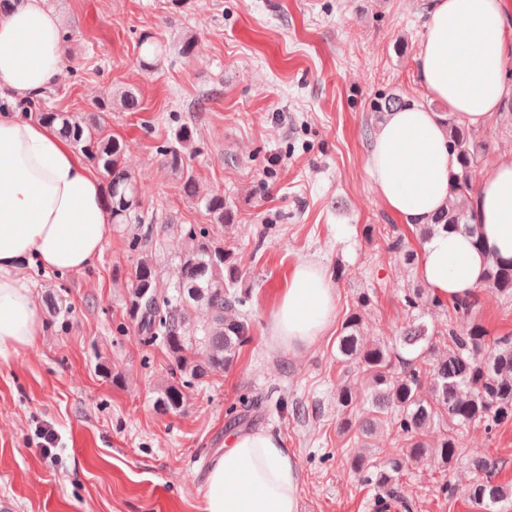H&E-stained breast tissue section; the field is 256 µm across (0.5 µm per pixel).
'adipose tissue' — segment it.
Masks as SVG:
<instances>
[{"mask_svg": "<svg viewBox=\"0 0 512 512\" xmlns=\"http://www.w3.org/2000/svg\"><path fill=\"white\" fill-rule=\"evenodd\" d=\"M58 19L41 0L0 14V97L28 99L63 77ZM419 79L461 123L484 126L512 95V9L506 0H431ZM373 189L402 223H428L454 197L457 157L439 113L410 104L387 113L366 158ZM476 234L448 228L419 255V275L442 301L475 292L492 258L512 259V159L486 167L470 203ZM112 225L92 168L49 126L0 112V351L31 345L41 318L23 264L70 273L100 258ZM325 269L299 265L279 298L272 338L292 351L336 319ZM302 472L280 436L229 438L207 477L204 512H301Z\"/></svg>", "mask_w": 512, "mask_h": 512, "instance_id": "adipose-tissue-1", "label": "adipose tissue"}]
</instances>
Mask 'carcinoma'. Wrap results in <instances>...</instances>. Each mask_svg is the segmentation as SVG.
Here are the masks:
<instances>
[{"mask_svg": "<svg viewBox=\"0 0 512 512\" xmlns=\"http://www.w3.org/2000/svg\"><path fill=\"white\" fill-rule=\"evenodd\" d=\"M139 47L140 64L146 68L154 67L165 53L150 33L140 37ZM107 111L109 107L101 104L99 112L85 118L49 110H41L37 116L48 125L59 126L100 171L106 181V201L113 224L152 225L155 218L142 210V189L125 166L123 143L107 130ZM445 124L459 166L456 194L449 206L420 227L424 238L450 226L475 231L470 224L467 201L473 192L471 172L479 162L482 146L470 128L448 119ZM190 137L188 130L181 129L174 141L160 149V155L165 165L179 176L184 196L203 205L216 224L226 227L233 220V213L224 205V195L202 192L187 164ZM183 231L189 238L198 239V246L181 259L174 290L161 287L156 266L145 255L135 268L128 309L139 332L150 342L165 347L173 360L172 381L159 399L160 406L169 411L181 410L186 401L184 389L210 374L224 371L250 339L248 321L241 313L246 297L238 289L239 270L234 252L203 227L190 224ZM386 244L389 249L401 252L405 261L415 260L414 251L406 247L401 236L389 233ZM482 287L511 298L512 260H491ZM449 305L455 321L448 322L441 332L430 333L425 325L414 323L401 330L393 346L366 345L359 336L361 316L355 313L346 319L337 339L341 361L355 364L368 383L363 392L351 384L342 386L337 393L338 406L348 412L359 404H368L367 416L358 424L359 433L365 437L380 426L392 428L404 442L406 458L412 461L432 451L441 462L449 464L462 448L457 429L477 423L491 428L512 418V338L487 340L477 321L478 293L456 298ZM195 306L204 308L209 315L197 351L189 347L187 320L188 309ZM439 338L448 343L443 356L436 355ZM441 417L448 419L454 431L430 449L425 437ZM402 468L403 459L394 458L388 466L377 468L373 476L377 486L398 490L404 507L408 508L409 498L399 486ZM490 468L488 459H472L475 480L469 496L485 506L512 496L511 490L482 477Z\"/></svg>", "mask_w": 512, "mask_h": 512, "instance_id": "cac0c4a2", "label": "carcinoma"}]
</instances>
